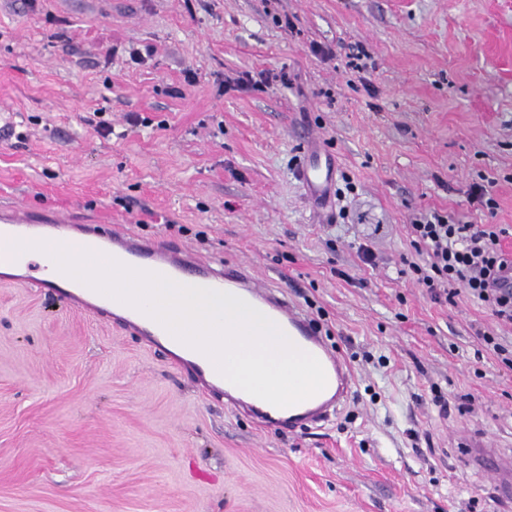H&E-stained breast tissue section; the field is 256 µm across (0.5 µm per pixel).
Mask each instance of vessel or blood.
<instances>
[{
    "instance_id": "b4317fda",
    "label": "vessel or blood",
    "mask_w": 512,
    "mask_h": 512,
    "mask_svg": "<svg viewBox=\"0 0 512 512\" xmlns=\"http://www.w3.org/2000/svg\"><path fill=\"white\" fill-rule=\"evenodd\" d=\"M298 177L306 191L323 200L335 180L331 158L310 151L298 169ZM79 239L89 251L108 253L112 259L134 269L161 274L177 284L208 288L233 294L273 321L299 349L313 355L326 374L325 388L315 396L289 407L274 406L218 376H210V358L192 349L188 355L191 367L209 377L211 388L223 395L226 406L251 414L267 429L296 433L328 419L331 412L354 394L355 381L348 362L335 351L328 337L320 335L309 316L284 294L258 285L252 273L242 266L198 262L173 246L159 247L136 237L109 233L97 224L82 223L76 216L50 212L36 216L34 212H0V240L8 243L37 242L43 239ZM40 264L34 263L30 251L24 250L0 262V278H20L42 291L66 302H73L92 313L114 305V298L102 294L82 281L64 273L45 278ZM122 321L134 334L146 337L155 345L169 347V331L157 320L127 307Z\"/></svg>"
}]
</instances>
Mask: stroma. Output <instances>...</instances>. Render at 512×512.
I'll list each match as a JSON object with an SVG mask.
<instances>
[{
	"mask_svg": "<svg viewBox=\"0 0 512 512\" xmlns=\"http://www.w3.org/2000/svg\"><path fill=\"white\" fill-rule=\"evenodd\" d=\"M262 70L289 85L224 82ZM314 146L345 198L298 181ZM482 179L512 231V0H0V206L248 267L355 376L329 422L273 432L116 317L0 282V512H512V471L457 445L512 461V369L477 337L512 324L401 272L415 213L486 223Z\"/></svg>",
	"mask_w": 512,
	"mask_h": 512,
	"instance_id": "35a3bbf8",
	"label": "stroma"
}]
</instances>
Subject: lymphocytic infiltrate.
Masks as SVG:
<instances>
[{"label":"lymphocytic infiltrate","instance_id":"obj_1","mask_svg":"<svg viewBox=\"0 0 512 512\" xmlns=\"http://www.w3.org/2000/svg\"><path fill=\"white\" fill-rule=\"evenodd\" d=\"M425 264L410 263L417 283L433 302H447L459 288L479 300L502 323H512V289L498 287L497 277L512 262L502 247L505 228L498 224H463L438 211L414 216L409 226Z\"/></svg>","mask_w":512,"mask_h":512}]
</instances>
